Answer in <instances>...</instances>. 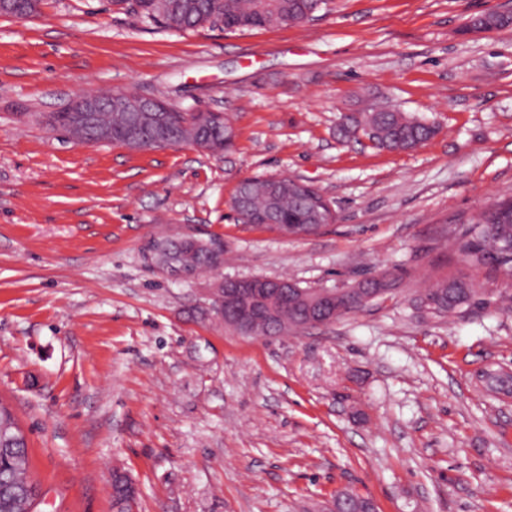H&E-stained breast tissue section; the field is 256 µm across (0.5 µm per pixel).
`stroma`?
I'll list each match as a JSON object with an SVG mask.
<instances>
[{"instance_id":"35a3bbf8","label":"stroma","mask_w":512,"mask_h":512,"mask_svg":"<svg viewBox=\"0 0 512 512\" xmlns=\"http://www.w3.org/2000/svg\"><path fill=\"white\" fill-rule=\"evenodd\" d=\"M512 0H329L314 20L175 32L106 0L0 17V403L28 446L35 512H314L336 490L378 512H512L504 282L440 319L416 297L468 267L454 233L512 195V26L463 32ZM107 87L224 113L231 150L81 145L41 117ZM387 100L433 124L389 152L341 134ZM314 185L337 212L310 236L244 224V179ZM197 229L215 270L160 274L149 239ZM395 293L333 323L242 336L212 311L224 277Z\"/></svg>"}]
</instances>
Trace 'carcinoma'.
Instances as JSON below:
<instances>
[{
    "label": "carcinoma",
    "instance_id": "cac0c4a2",
    "mask_svg": "<svg viewBox=\"0 0 512 512\" xmlns=\"http://www.w3.org/2000/svg\"><path fill=\"white\" fill-rule=\"evenodd\" d=\"M327 5V0H110L112 6L148 24L182 32L205 25L222 27L228 32L245 31L274 25L299 24L309 20L308 13L316 2ZM16 9L33 17L40 12L42 0H17ZM14 9V10H16ZM14 10L3 7L0 13L8 16ZM481 31L505 28L512 24V16L491 13L477 17ZM167 133L179 142H194L213 152H221L231 146L226 140L230 129L228 121L219 115L204 121L198 115L172 111L166 113ZM47 124L69 136L91 137L95 129H109L113 143L127 144L128 132L137 129L148 138L155 129L149 112H97L93 127L84 129L75 121V113L64 109L52 112ZM347 131L362 133L372 143L384 150L402 151L413 149L432 138L437 128L422 119L389 106H374L365 112L346 117ZM270 180L268 176H255L241 181L230 199L231 208L246 201L254 212L268 215L272 226L280 224H312L307 197H322L310 186L307 195L300 194L294 181L280 180L274 195L256 191L255 186ZM186 261L195 269L210 268L209 257L189 240L182 241ZM512 197L491 201L479 213L471 225L454 235L456 250L473 270L487 269L498 276L512 280ZM423 296L434 301L430 313L447 317L473 302L476 283L468 275L450 276L428 288ZM309 317L306 312L289 310L283 314L279 330L304 325ZM27 485H34L29 474L26 444L6 449L0 439V512H31L32 501L24 494Z\"/></svg>",
    "mask_w": 512,
    "mask_h": 512
}]
</instances>
